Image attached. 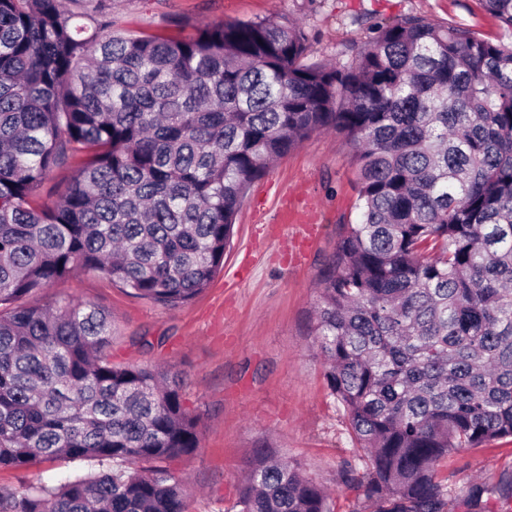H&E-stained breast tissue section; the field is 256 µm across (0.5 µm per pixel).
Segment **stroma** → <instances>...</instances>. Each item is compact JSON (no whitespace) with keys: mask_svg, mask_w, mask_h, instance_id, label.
Segmentation results:
<instances>
[{"mask_svg":"<svg viewBox=\"0 0 512 512\" xmlns=\"http://www.w3.org/2000/svg\"><path fill=\"white\" fill-rule=\"evenodd\" d=\"M116 29L175 37L224 20L282 17L299 22L314 60L348 61L368 37L359 20L405 15L469 27L496 38L503 31L481 0H108ZM356 167L351 145L316 133L276 161L248 190L224 265L189 304L169 310L133 296L95 271L30 296L52 305L75 298L112 315V359L151 364L182 376L186 407L199 417L201 447L171 468L189 482L188 512H228L245 462L259 442L301 463L331 494L334 512H375L346 488L340 468L353 455L348 419L329 396L324 367L309 334L327 264L344 225L357 223ZM312 208L313 240L274 224L283 206ZM164 337L137 346L138 337ZM74 467L57 461L24 471L0 469V489L54 486ZM512 472V439L462 448L437 464L439 479L496 481Z\"/></svg>","mask_w":512,"mask_h":512,"instance_id":"1","label":"stroma"}]
</instances>
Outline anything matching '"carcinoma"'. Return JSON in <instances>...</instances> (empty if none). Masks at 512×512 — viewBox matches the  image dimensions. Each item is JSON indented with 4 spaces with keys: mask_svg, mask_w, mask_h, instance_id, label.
Returning a JSON list of instances; mask_svg holds the SVG:
<instances>
[{
    "mask_svg": "<svg viewBox=\"0 0 512 512\" xmlns=\"http://www.w3.org/2000/svg\"><path fill=\"white\" fill-rule=\"evenodd\" d=\"M0 0V469L96 462L0 512H187L168 464L201 447L183 380L112 361V315L24 299L83 270L178 309L224 264L270 162L315 133L352 146L344 225L311 321L354 443L341 479L376 512H495L512 474L459 492L436 464L512 437V41L406 15L365 18L346 63L293 20L185 38L112 29L106 0ZM512 35V0H481ZM80 157L41 203L54 168ZM235 512H332L260 444ZM76 160L71 159L70 162L62 167L55 168L46 180L39 187L37 194L39 200L43 203H53L61 197L66 183L72 176Z\"/></svg>",
    "mask_w": 512,
    "mask_h": 512,
    "instance_id": "obj_1",
    "label": "carcinoma"
}]
</instances>
